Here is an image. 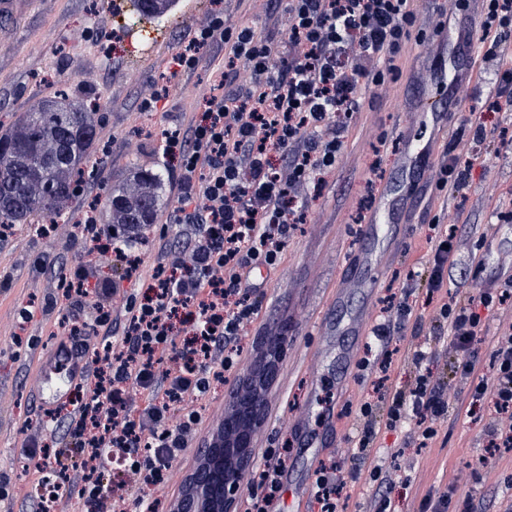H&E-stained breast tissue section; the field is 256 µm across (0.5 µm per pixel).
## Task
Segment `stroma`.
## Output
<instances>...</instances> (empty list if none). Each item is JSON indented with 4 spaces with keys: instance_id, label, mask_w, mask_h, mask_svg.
<instances>
[{
    "instance_id": "1",
    "label": "stroma",
    "mask_w": 512,
    "mask_h": 512,
    "mask_svg": "<svg viewBox=\"0 0 512 512\" xmlns=\"http://www.w3.org/2000/svg\"><path fill=\"white\" fill-rule=\"evenodd\" d=\"M129 0H25L21 12L0 15V124L31 111L34 102L66 90L76 97L95 99L102 107L98 141L107 144L105 164L87 176L78 199L67 208L80 211L104 189L122 182L132 168H146L163 175L164 210L177 204L178 187L171 178V163L163 154V133L181 119L198 88L204 86L224 61L220 48L208 50L193 71H174L172 60L182 40L211 9L200 0H177L170 15L160 20V40L146 45L133 63L112 54V21ZM437 41L426 30L421 43L409 44L399 61L403 74L404 107L394 109L384 96L368 95L352 123L342 160L321 194L310 200L308 221L299 225L277 268L268 276L259 317L243 342L244 349L257 346L265 326L288 324V352L281 365L277 387L269 398V411L255 447V463L263 465L267 452L281 450L285 439L294 445L285 458V485L309 476L311 453L296 443L293 424L299 415L329 402L333 423L311 424V437L325 457L348 459L350 440L359 425V404L370 385L371 375L362 356H351L353 347L372 345V335L355 337L344 333L352 315L365 313L374 320L378 300L386 290L399 287V272L424 262L429 245L428 228L433 221L447 222L457 205H464V222L458 231L457 264L448 272V286L466 292L485 284L486 275L469 261L471 250L484 247L494 263L512 264V226L490 221L500 199L512 196V145L491 139L494 152L488 172L474 171L466 202L452 191L429 190L414 213L403 202L422 185L423 176L405 170L398 162L404 133L421 130L426 115L408 104L417 96L418 81L435 69ZM171 81L182 93L169 98L164 108L135 115L138 94L151 84ZM379 158L382 178L379 190L387 191L389 205L384 224L369 239H361L358 201L363 193L366 169ZM398 249H391L393 239ZM69 229L59 227L54 238L36 237L30 227H18L8 241H0V269L12 270L8 287L0 288V477L6 482L1 504L12 512H34L29 486L34 473H20L17 455L24 420L45 419L36 395L40 363L64 336L62 309L35 311L27 325L34 347L16 348L10 340L16 312L31 296L52 292L57 285L54 271L34 270L39 254L53 252L59 263L73 259L68 247ZM389 252L385 267L355 265L360 248ZM370 280L375 300L348 288L350 278ZM344 298H337V290ZM319 371L318 389H310V369ZM487 411L450 415L441 423L431 447L414 450L406 445V433L382 431L373 451L392 484V512H421L427 497L453 491L455 497L473 495L483 512H497L503 499L512 496V450L498 455L495 469L473 484L467 466L480 452L483 431L490 422Z\"/></svg>"
}]
</instances>
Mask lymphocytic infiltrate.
<instances>
[{"label":"lymphocytic infiltrate","instance_id":"1","mask_svg":"<svg viewBox=\"0 0 512 512\" xmlns=\"http://www.w3.org/2000/svg\"><path fill=\"white\" fill-rule=\"evenodd\" d=\"M265 23L255 28L214 16L188 36L174 65L196 69L201 53L224 47V68L196 96L183 120L164 131L162 148L174 156L180 195L168 217L180 225L152 268L141 246L145 224H77L71 266L57 267L54 292L38 297L45 311L64 308L71 350L94 367L84 381L77 426L68 443L27 438L21 454L38 458L52 448L62 475L81 472L78 498L88 512H159L152 493L115 495L103 475L113 459L131 464L134 478L168 483L195 439L216 380L235 369L242 340L259 316L264 272L274 271L300 224L341 159L346 135L370 89L398 79L396 61L417 28L415 0H261ZM480 41L495 87L482 103L493 128L463 119L455 141L437 160L436 186L465 196L489 134L512 140V0H483ZM455 212L435 224L424 265L408 268L402 286L384 298L372 334L380 352L370 364L372 389L349 467L322 464L314 484L319 512H345L347 483L362 475L378 427L406 430L409 447H429L438 426L457 411L436 371L439 347L453 352V372L472 403L492 415L472 479L492 468L500 449L512 448V325L488 332L484 313L512 303V273L465 293L448 286L457 260ZM121 267L135 290L118 296L98 279L103 262ZM430 309L432 342L401 351L410 320ZM411 370L394 386L400 356ZM490 360V374L481 363ZM283 460L267 457L257 483L247 484L246 512H270L282 488Z\"/></svg>","mask_w":512,"mask_h":512}]
</instances>
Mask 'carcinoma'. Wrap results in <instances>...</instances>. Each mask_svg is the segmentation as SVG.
<instances>
[{
	"label": "carcinoma",
	"mask_w": 512,
	"mask_h": 512,
	"mask_svg": "<svg viewBox=\"0 0 512 512\" xmlns=\"http://www.w3.org/2000/svg\"><path fill=\"white\" fill-rule=\"evenodd\" d=\"M139 12L159 18L161 0H136ZM98 105L76 99L65 90L24 112L0 134V226L28 224L37 217L50 224L63 215V204L78 196L85 168H98ZM140 178L109 188L92 208L130 212L128 223L151 224L161 205V177L149 170Z\"/></svg>",
	"instance_id": "obj_1"
}]
</instances>
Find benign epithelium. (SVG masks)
<instances>
[{
	"mask_svg": "<svg viewBox=\"0 0 512 512\" xmlns=\"http://www.w3.org/2000/svg\"><path fill=\"white\" fill-rule=\"evenodd\" d=\"M286 351L284 337L265 336L259 357L238 375L224 416L194 466L186 472L170 512H240L242 487L253 469L255 437L266 416V399L276 384Z\"/></svg>",
	"mask_w": 512,
	"mask_h": 512,
	"instance_id": "benign-epithelium-1",
	"label": "benign epithelium"
}]
</instances>
